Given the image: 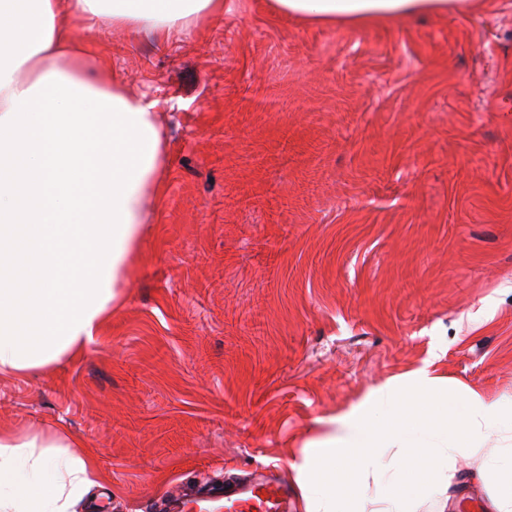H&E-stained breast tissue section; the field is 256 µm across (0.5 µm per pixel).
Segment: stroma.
<instances>
[{
	"mask_svg": "<svg viewBox=\"0 0 512 512\" xmlns=\"http://www.w3.org/2000/svg\"><path fill=\"white\" fill-rule=\"evenodd\" d=\"M376 28L227 0L191 31L82 29L157 103L163 162L94 342L0 375V430L57 429L93 512L280 466L369 392L432 364L512 398V0ZM454 512L497 479L457 457Z\"/></svg>",
	"mask_w": 512,
	"mask_h": 512,
	"instance_id": "stroma-1",
	"label": "stroma"
}]
</instances>
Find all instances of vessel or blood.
<instances>
[{
  "label": "vessel or blood",
  "instance_id": "b4317fda",
  "mask_svg": "<svg viewBox=\"0 0 512 512\" xmlns=\"http://www.w3.org/2000/svg\"><path fill=\"white\" fill-rule=\"evenodd\" d=\"M293 504L291 488L271 472L227 480L222 503H214L191 487L168 498L164 508L166 512H293Z\"/></svg>",
  "mask_w": 512,
  "mask_h": 512
}]
</instances>
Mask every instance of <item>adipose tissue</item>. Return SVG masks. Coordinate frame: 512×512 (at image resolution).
Masks as SVG:
<instances>
[{
	"label": "adipose tissue",
	"instance_id": "obj_1",
	"mask_svg": "<svg viewBox=\"0 0 512 512\" xmlns=\"http://www.w3.org/2000/svg\"><path fill=\"white\" fill-rule=\"evenodd\" d=\"M319 24L464 14L471 0H275ZM224 0H0V374L55 364L93 342L141 240L162 163L155 102L91 64L79 25L143 37L223 14ZM37 285L20 288L22 255ZM429 367L372 391L294 464L305 512H417L453 501L448 464L481 457L512 512V400L434 395ZM496 448H489L490 440ZM98 481L67 435L0 433V512H70ZM375 494H368V487Z\"/></svg>",
	"mask_w": 512,
	"mask_h": 512
}]
</instances>
